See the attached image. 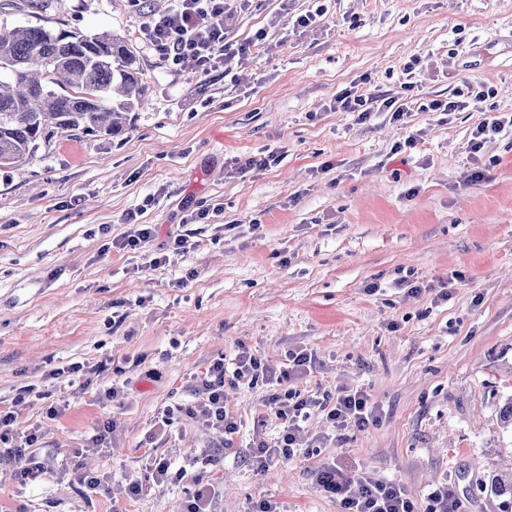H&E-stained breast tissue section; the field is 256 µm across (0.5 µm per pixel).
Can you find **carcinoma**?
Instances as JSON below:
<instances>
[{
  "label": "carcinoma",
  "instance_id": "carcinoma-1",
  "mask_svg": "<svg viewBox=\"0 0 512 512\" xmlns=\"http://www.w3.org/2000/svg\"><path fill=\"white\" fill-rule=\"evenodd\" d=\"M0 169L20 166L73 132L117 137L145 100L135 48L117 34L83 37L42 27L0 31ZM512 512V469L477 482Z\"/></svg>",
  "mask_w": 512,
  "mask_h": 512
}]
</instances>
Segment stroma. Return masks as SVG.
<instances>
[{"mask_svg":"<svg viewBox=\"0 0 512 512\" xmlns=\"http://www.w3.org/2000/svg\"><path fill=\"white\" fill-rule=\"evenodd\" d=\"M168 4L0 0L4 30L129 38L147 88L122 136H68L0 171V411L42 434L25 451L29 478L0 447V512H181L199 484L215 487L211 512L262 499L340 512L315 481L331 464L397 482L421 505L448 483L463 512H490L476 477L512 466L498 419L512 395V130L478 155L466 146L483 120L512 116V0H327L320 27L299 30L315 0H253L227 32L249 56L205 75L142 41L144 12ZM410 78L422 88L400 117L332 109L350 86L390 96ZM471 90L489 97L427 109ZM270 152L266 170H238L237 157ZM136 208L155 236L115 248ZM179 236L192 248L176 255ZM162 254L169 263L154 265ZM243 345L273 368L313 351L299 389L363 390L379 421L340 432L313 411L310 451L258 472L246 444L258 432L278 442L257 423L268 389L228 385L241 428L223 461L207 459L220 433L187 419L150 437L158 411L192 402L194 376ZM102 361L109 371L90 381L52 375ZM102 419L113 431L94 449ZM152 455L180 483L130 496Z\"/></svg>","mask_w":512,"mask_h":512,"instance_id":"obj_1","label":"stroma"}]
</instances>
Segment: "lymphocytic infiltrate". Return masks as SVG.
Masks as SVG:
<instances>
[{"mask_svg":"<svg viewBox=\"0 0 512 512\" xmlns=\"http://www.w3.org/2000/svg\"><path fill=\"white\" fill-rule=\"evenodd\" d=\"M249 0H172L168 10L151 16L143 27L144 40L158 57L172 64L209 73L215 63L245 59L249 44L231 45L226 33L237 11L247 9ZM316 368L313 352L301 349L288 354L287 364L273 372L251 353L241 348L231 362L216 359L195 379L198 399L188 406L162 411L154 425L165 432L177 416L221 431L225 448H233L239 425L224 406L225 383L256 385L265 381L269 394L262 403L263 416H275L284 423L281 444L267 447L264 440L253 439L248 455L257 470H266L272 458L290 459L305 443L304 424L313 409L325 410L327 420L336 430L349 427L368 428L378 420V409L361 390H336L316 396L292 389V382L309 375ZM322 490L336 498L341 512H419L415 500L396 483L367 473L351 474L330 466L315 474Z\"/></svg>","mask_w":512,"mask_h":512,"instance_id":"lymphocytic-infiltrate-1","label":"lymphocytic infiltrate"}]
</instances>
